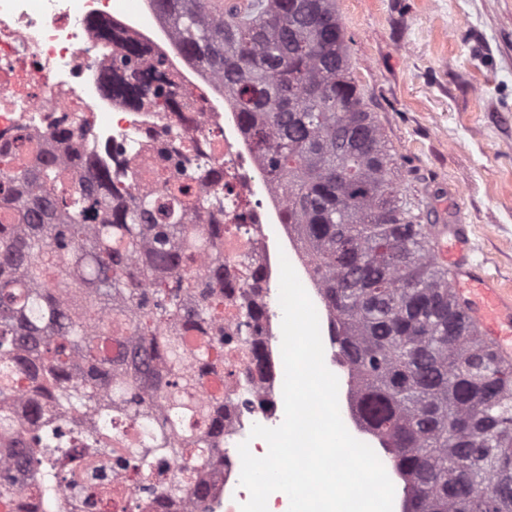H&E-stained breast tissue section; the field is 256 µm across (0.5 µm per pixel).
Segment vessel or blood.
Instances as JSON below:
<instances>
[{
  "label": "vessel or blood",
  "mask_w": 512,
  "mask_h": 512,
  "mask_svg": "<svg viewBox=\"0 0 512 512\" xmlns=\"http://www.w3.org/2000/svg\"><path fill=\"white\" fill-rule=\"evenodd\" d=\"M434 258L452 274L456 296L479 333L489 340L498 356L512 360V294L496 288L470 268L471 243L466 226L432 228Z\"/></svg>",
  "instance_id": "obj_1"
}]
</instances>
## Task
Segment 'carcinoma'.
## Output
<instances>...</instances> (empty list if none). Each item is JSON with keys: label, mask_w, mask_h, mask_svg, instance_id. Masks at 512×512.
I'll use <instances>...</instances> for the list:
<instances>
[{"label": "carcinoma", "mask_w": 512, "mask_h": 512, "mask_svg": "<svg viewBox=\"0 0 512 512\" xmlns=\"http://www.w3.org/2000/svg\"><path fill=\"white\" fill-rule=\"evenodd\" d=\"M186 59L214 77L255 141L266 182L319 277L332 340L348 362L361 427L407 489L404 512H512V364L466 320L432 259L419 204L355 79L336 0H156ZM112 43V94L179 111L152 47L97 22ZM153 151L160 193L122 187L90 157L44 155L29 171L0 152V507L18 476L41 501L184 494L207 512L201 472L221 463L224 350L256 380L260 309L246 294L224 329V196L187 134ZM213 377L215 386L197 389ZM27 400L29 413L15 409ZM185 474L167 484L155 460Z\"/></svg>", "instance_id": "cac0c4a2"}]
</instances>
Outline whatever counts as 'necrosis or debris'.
<instances>
[{
  "mask_svg": "<svg viewBox=\"0 0 512 512\" xmlns=\"http://www.w3.org/2000/svg\"><path fill=\"white\" fill-rule=\"evenodd\" d=\"M151 0H141L137 14H124L122 27L150 44L165 59L188 109L166 112L130 110L103 96L96 77L112 63V45L93 29L96 20H113L112 0H0V147L13 148L19 135L49 142L60 128L71 131L65 146L113 160L141 162L140 179L161 190L163 177L147 166L153 143L170 127L187 128L198 152L223 168L224 182L200 178L206 193L229 192L224 207V275L233 277L237 260L249 255L260 271L254 294L263 308L255 337L272 366L257 383L250 402L224 405V466L208 481L209 512H239L248 492L239 484L240 443L254 456L266 455L250 436L253 425L279 426L283 421L284 367L281 356L282 310L279 303L280 256H287L318 313L320 325L331 322L310 265L288 231L285 203L264 180L254 142L241 127L240 114L215 84L181 54L168 25L152 17ZM248 224V232L237 224Z\"/></svg>",
  "mask_w": 512,
  "mask_h": 512,
  "instance_id": "4bbe7bcc",
  "label": "necrosis or debris"
}]
</instances>
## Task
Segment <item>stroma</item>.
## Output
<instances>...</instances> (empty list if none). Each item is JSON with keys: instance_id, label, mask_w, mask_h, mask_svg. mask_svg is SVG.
I'll return each instance as SVG.
<instances>
[{"instance_id": "1", "label": "stroma", "mask_w": 512, "mask_h": 512, "mask_svg": "<svg viewBox=\"0 0 512 512\" xmlns=\"http://www.w3.org/2000/svg\"><path fill=\"white\" fill-rule=\"evenodd\" d=\"M404 187L512 293V0H337Z\"/></svg>"}]
</instances>
